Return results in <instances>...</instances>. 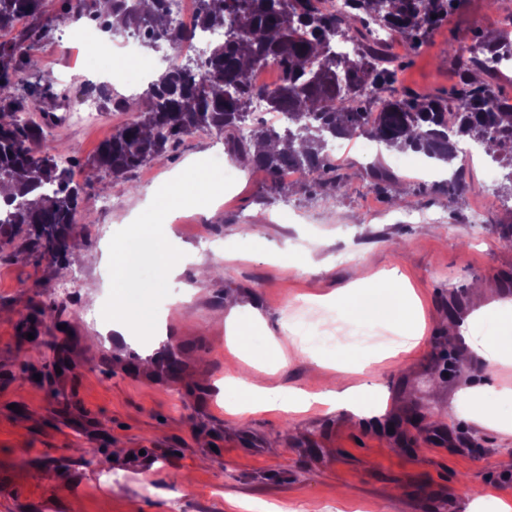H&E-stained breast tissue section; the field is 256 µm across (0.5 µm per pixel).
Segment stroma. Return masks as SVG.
I'll use <instances>...</instances> for the list:
<instances>
[{
  "label": "stroma",
  "mask_w": 512,
  "mask_h": 512,
  "mask_svg": "<svg viewBox=\"0 0 512 512\" xmlns=\"http://www.w3.org/2000/svg\"><path fill=\"white\" fill-rule=\"evenodd\" d=\"M510 8L512 0H459L422 46L389 38L384 51L403 65L400 86L447 95L458 81L449 46H470L477 27L494 37ZM59 13L60 0H44L45 31L29 49L36 68L20 72L19 94L41 70L66 83L69 100L100 83L141 96L160 71L187 58L140 48L150 67L146 78L134 77L129 34L86 29L76 40L71 32L86 28L84 20ZM44 106L56 120L38 147L87 183L77 216L84 232L80 259L66 262L0 247V512H170L176 496L181 512H465L471 496L482 512H503L512 500V359L489 368L470 358L443 320L472 319L476 336L512 334L501 315L512 309L504 167L475 151L466 188L451 202L427 189L415 152L379 144L368 154L356 138L335 153L349 175L337 196L309 178L279 196L266 173L223 154L222 137L198 132L116 184L93 174L91 162L134 112L103 100L82 122L67 102ZM192 158L206 184L225 189L215 215L200 207L195 183L179 179ZM372 165L394 176L406 206L368 189ZM149 196L142 234L155 236L167 200L180 197L163 256L187 249L221 275L197 282L189 264L156 287V261L128 224L134 200ZM258 213L265 223L255 224ZM116 254L134 273L121 291L113 286ZM391 269L413 289L424 326L420 344L397 357L396 290H380L372 307L316 302ZM120 295L130 309L158 305L153 335L173 338L185 356L177 382L144 370L148 347L140 369L127 371L111 327ZM229 297L248 330L239 344L216 317ZM31 320L42 326L37 344L20 334ZM301 320L337 332V345L311 351L281 333V324ZM250 384L349 389L363 409L253 411L245 406ZM477 410L484 422L474 420ZM135 448L153 450L150 470L130 464Z\"/></svg>",
  "instance_id": "stroma-1"
}]
</instances>
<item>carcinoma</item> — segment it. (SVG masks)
Segmentation results:
<instances>
[{"label":"carcinoma","mask_w":512,"mask_h":512,"mask_svg":"<svg viewBox=\"0 0 512 512\" xmlns=\"http://www.w3.org/2000/svg\"><path fill=\"white\" fill-rule=\"evenodd\" d=\"M167 2L150 0L146 8L145 0H62L65 17H86L112 33L136 35L146 26L150 41L175 51L198 31L224 30L204 57L175 64L150 84L145 107L100 145L96 171L118 181L202 130L224 136V150L266 172L275 192L288 190L279 176L295 168L336 193L348 175L333 166L326 148L353 132L455 167L451 180L432 185L452 201L464 190L457 145L467 138L509 169L512 199V101L476 77L492 71L472 50L452 46L461 77L448 97L414 94L395 87V70L381 50V31L423 43L458 0H346L348 11L340 15L322 10L323 0H197L189 27L173 24ZM39 12L40 0H0V32ZM347 33L357 43L352 53L336 49ZM35 36L33 27L0 41V188L11 189L0 243L20 239L56 262L68 259L82 231L76 213L90 183L75 182L66 163L35 148L42 127L24 118L30 106L16 94L18 72L31 65L24 43ZM270 65L281 71L279 85L247 83L250 70ZM255 99L269 113H287L288 127L248 111ZM371 177L370 189L396 199L389 173L376 167Z\"/></svg>","instance_id":"obj_1"}]
</instances>
